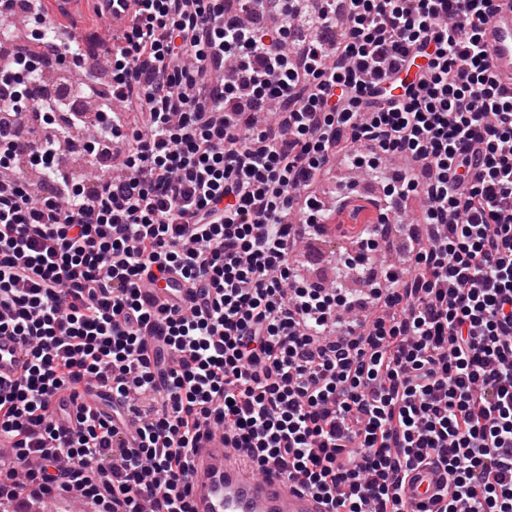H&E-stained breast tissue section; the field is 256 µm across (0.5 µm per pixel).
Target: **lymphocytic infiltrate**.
<instances>
[{
	"label": "lymphocytic infiltrate",
	"instance_id": "obj_1",
	"mask_svg": "<svg viewBox=\"0 0 512 512\" xmlns=\"http://www.w3.org/2000/svg\"><path fill=\"white\" fill-rule=\"evenodd\" d=\"M112 0L94 118L57 124L28 91L38 53L0 68V333L22 377L0 383V500L74 490L100 512H192L191 457L222 427L330 512H512V81L481 36L495 0ZM125 136L122 172L79 180L59 146ZM408 168L385 199L424 201L408 268L367 298L299 281L321 232L308 190L339 158ZM52 182L40 196L22 167ZM179 280L165 304L142 281ZM98 383L77 414L55 397ZM65 456L67 469L56 466ZM26 358L19 336L0 334V380H16L25 370ZM446 483L448 478L443 471L430 467L421 468L410 475L405 485V495L417 509L435 500Z\"/></svg>",
	"mask_w": 512,
	"mask_h": 512
}]
</instances>
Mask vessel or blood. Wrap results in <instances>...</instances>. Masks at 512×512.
Listing matches in <instances>:
<instances>
[{
	"label": "vessel or blood",
	"mask_w": 512,
	"mask_h": 512,
	"mask_svg": "<svg viewBox=\"0 0 512 512\" xmlns=\"http://www.w3.org/2000/svg\"><path fill=\"white\" fill-rule=\"evenodd\" d=\"M483 48L492 70L512 76V0H497ZM26 366L19 337L0 334V380L19 378ZM448 478L443 471H414L405 495L414 506L429 505ZM193 512H329L325 500L288 483L278 472L258 474L243 463V454L224 443V433L212 431L198 444L190 470Z\"/></svg>",
	"instance_id": "b4317fda"
}]
</instances>
